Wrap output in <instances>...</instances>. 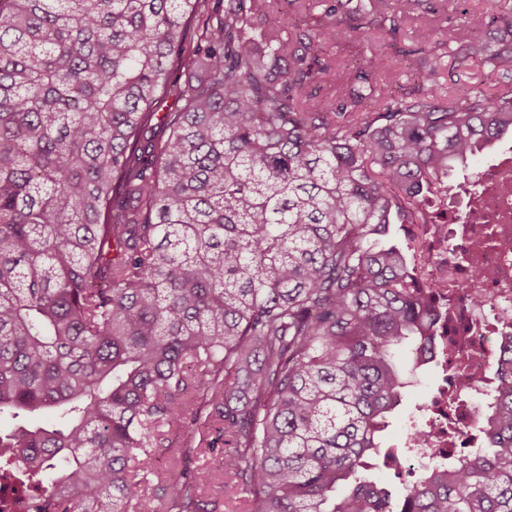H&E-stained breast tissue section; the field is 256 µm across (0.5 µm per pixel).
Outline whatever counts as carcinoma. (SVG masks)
I'll use <instances>...</instances> for the list:
<instances>
[{
    "instance_id": "cac0c4a2",
    "label": "carcinoma",
    "mask_w": 512,
    "mask_h": 512,
    "mask_svg": "<svg viewBox=\"0 0 512 512\" xmlns=\"http://www.w3.org/2000/svg\"><path fill=\"white\" fill-rule=\"evenodd\" d=\"M397 2L333 0L293 41L245 0H0V417L21 421L0 478L39 491L31 512H220L217 451L243 512H512V335L476 410L487 452L397 497L371 473L395 353L422 367L448 319L392 224L442 223L448 179L512 135V87L450 96L436 63L394 97L376 45L336 65L327 111L324 33L435 6ZM462 23L512 70V8ZM420 43L444 57L433 28ZM37 411L56 423L23 424Z\"/></svg>"
}]
</instances>
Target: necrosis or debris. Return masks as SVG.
Here are the masks:
<instances>
[{"label":"necrosis or debris","mask_w":512,"mask_h":512,"mask_svg":"<svg viewBox=\"0 0 512 512\" xmlns=\"http://www.w3.org/2000/svg\"><path fill=\"white\" fill-rule=\"evenodd\" d=\"M467 213L459 222V213ZM423 247L415 265L420 285L434 289L437 301L453 312L439 337L436 369L448 381L439 385L432 413L443 410L454 420L452 432L434 428L430 418L416 422L424 440L416 442L413 461H436L449 447V435L472 439L473 409L489 395L496 372L492 349L497 337L512 335V146L499 151L477 175L472 190L453 194L444 224H415ZM465 252L463 265L448 260ZM468 301H460V292Z\"/></svg>","instance_id":"1"}]
</instances>
